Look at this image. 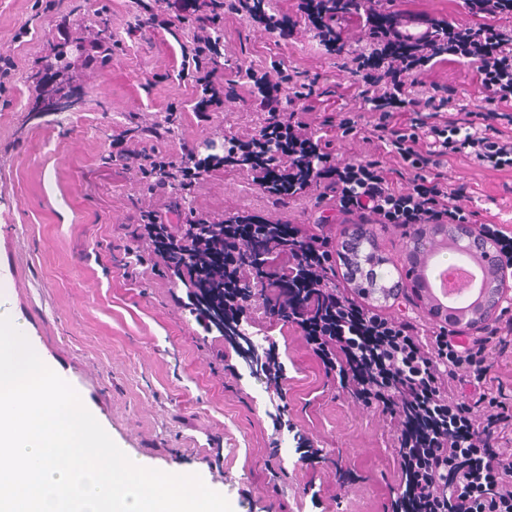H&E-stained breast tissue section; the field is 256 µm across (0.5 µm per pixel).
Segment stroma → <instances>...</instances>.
<instances>
[{
    "instance_id": "stroma-1",
    "label": "stroma",
    "mask_w": 512,
    "mask_h": 512,
    "mask_svg": "<svg viewBox=\"0 0 512 512\" xmlns=\"http://www.w3.org/2000/svg\"><path fill=\"white\" fill-rule=\"evenodd\" d=\"M463 0H385L396 14H434L468 24ZM153 0H0V52L16 62L8 105H0V317L21 324L32 348L78 393L115 444L141 466L189 471L216 487L233 512H386L401 476L393 459L397 435L385 415L329 381L301 329L272 318L261 305L244 308L242 326L265 340L278 381L254 378L237 341L206 333L188 309L175 273L147 257L142 278H125L123 252L113 250L143 187L109 156L115 129L134 114L174 112L160 151L202 148L217 134L243 137L264 115L227 96L204 114L201 90L183 74L188 27L141 33ZM224 0V54L262 74L281 69L308 119L346 111L357 92L348 68L365 49L358 14L336 25L328 50L300 0H273L269 13L293 21L283 32L247 21ZM104 9L119 45L107 70L90 54L76 60L72 112L38 111L27 77L52 43L94 29L75 22ZM413 95L451 108L480 111L476 70L456 61L418 72ZM448 176L463 188L461 205L479 222L512 226V170L479 164L464 152L448 157ZM179 203L220 221L247 211L270 221L314 227V196L274 205L241 170L208 175L186 200L165 192L156 209Z\"/></svg>"
}]
</instances>
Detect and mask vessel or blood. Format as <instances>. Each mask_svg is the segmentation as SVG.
Returning <instances> with one entry per match:
<instances>
[{"label":"vessel or blood","mask_w":512,"mask_h":512,"mask_svg":"<svg viewBox=\"0 0 512 512\" xmlns=\"http://www.w3.org/2000/svg\"><path fill=\"white\" fill-rule=\"evenodd\" d=\"M397 39L407 42L428 41L441 47V58L462 57L464 49H476L489 36L481 26L462 27L435 16H402L393 23Z\"/></svg>","instance_id":"vessel-or-blood-1"}]
</instances>
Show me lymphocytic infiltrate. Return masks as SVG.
Instances as JSON below:
<instances>
[{
  "instance_id": "lymphocytic-infiltrate-1",
  "label": "lymphocytic infiltrate",
  "mask_w": 512,
  "mask_h": 512,
  "mask_svg": "<svg viewBox=\"0 0 512 512\" xmlns=\"http://www.w3.org/2000/svg\"><path fill=\"white\" fill-rule=\"evenodd\" d=\"M364 7L376 28L391 23L379 0H331L309 22L323 27L328 45H335V20L345 4ZM156 12L141 23L143 30L191 27L195 81L213 108L225 92L257 75L226 71L220 62V23L224 0H155ZM431 52L405 43H387L379 50L382 71L364 77L354 109L342 113L343 133L363 135L382 146L391 166L375 159L354 161L324 150L316 128L301 113L289 111L287 77L267 76L266 98L258 109L265 119L248 141L230 137L224 152L200 164L194 149L171 155L146 146L169 129L154 123L113 133L111 156L152 192L180 187L190 191L205 174L226 167L250 173L253 182L281 205L308 192L333 193L336 212L323 216L316 231L284 223L285 244L269 253L256 227L262 217L233 215L225 225L232 240L213 255L217 266H233L252 285V294L277 319L298 324L327 374L343 391L389 417L398 432L396 463L401 473L390 512H512V406L502 399L503 383L491 359L512 355V321L502 333L471 340L440 326L432 341L422 340L411 322L369 310L337 292L330 244L336 225L357 217L361 223L414 228L439 222L467 223L473 214L460 204V190L444 170L449 153L469 150L479 162L512 168V138L488 135L483 113L423 109L407 96L418 67ZM481 75L487 104L512 102V38L493 31L479 58L470 60ZM399 104L410 111L409 125L391 126L385 108ZM133 241H142L144 226H154L152 245L167 263H175L182 233L154 208L135 204Z\"/></svg>"
}]
</instances>
